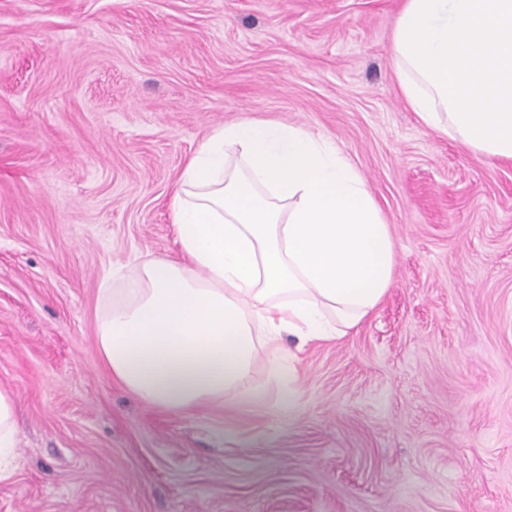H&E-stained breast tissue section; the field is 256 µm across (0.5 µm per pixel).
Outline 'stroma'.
<instances>
[{
	"mask_svg": "<svg viewBox=\"0 0 512 512\" xmlns=\"http://www.w3.org/2000/svg\"><path fill=\"white\" fill-rule=\"evenodd\" d=\"M403 0H0V512H512V162L427 128L390 45ZM299 125L392 234L380 305L299 346L297 415L172 413L102 363L99 287L176 257L172 193L216 128ZM17 420L14 395L0 388V480L8 478L13 468Z\"/></svg>",
	"mask_w": 512,
	"mask_h": 512,
	"instance_id": "obj_1",
	"label": "stroma"
}]
</instances>
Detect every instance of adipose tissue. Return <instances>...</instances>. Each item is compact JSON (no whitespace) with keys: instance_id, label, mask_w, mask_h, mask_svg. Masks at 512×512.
<instances>
[{"instance_id":"adipose-tissue-1","label":"adipose tissue","mask_w":512,"mask_h":512,"mask_svg":"<svg viewBox=\"0 0 512 512\" xmlns=\"http://www.w3.org/2000/svg\"><path fill=\"white\" fill-rule=\"evenodd\" d=\"M391 51L426 127L512 161V0H405ZM171 211L180 258L144 261L122 288L102 283L104 365L141 400L184 413L263 401L253 379L262 356L288 417L298 371L283 334L344 336L392 284L393 238L367 183L305 128L244 118L202 141ZM16 435L15 397L0 388V479Z\"/></svg>"}]
</instances>
